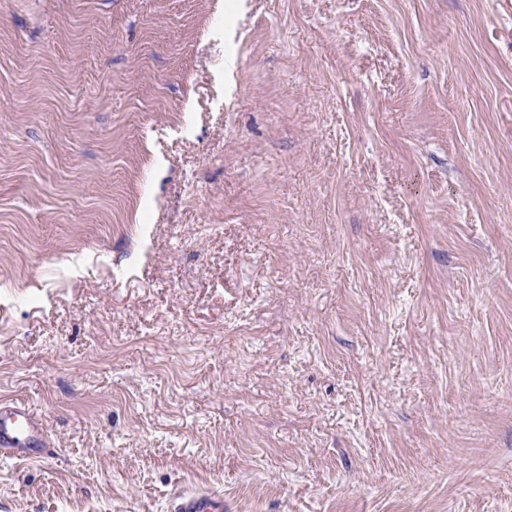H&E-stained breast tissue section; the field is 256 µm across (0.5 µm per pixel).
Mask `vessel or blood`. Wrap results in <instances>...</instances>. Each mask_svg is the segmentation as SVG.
I'll list each match as a JSON object with an SVG mask.
<instances>
[{
	"label": "vessel or blood",
	"instance_id": "1",
	"mask_svg": "<svg viewBox=\"0 0 512 512\" xmlns=\"http://www.w3.org/2000/svg\"><path fill=\"white\" fill-rule=\"evenodd\" d=\"M47 442L41 418L26 404L0 403V456L11 459L38 457ZM171 512H224V495L218 491L180 493L170 503Z\"/></svg>",
	"mask_w": 512,
	"mask_h": 512
}]
</instances>
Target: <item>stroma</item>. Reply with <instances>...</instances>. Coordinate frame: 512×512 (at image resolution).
Wrapping results in <instances>:
<instances>
[{
  "label": "stroma",
  "instance_id": "obj_1",
  "mask_svg": "<svg viewBox=\"0 0 512 512\" xmlns=\"http://www.w3.org/2000/svg\"><path fill=\"white\" fill-rule=\"evenodd\" d=\"M0 512H512V0H0ZM46 442V430L37 413L20 401L0 403L1 458H38ZM172 512H224V494L218 491L180 493L170 503Z\"/></svg>",
  "mask_w": 512,
  "mask_h": 512
}]
</instances>
